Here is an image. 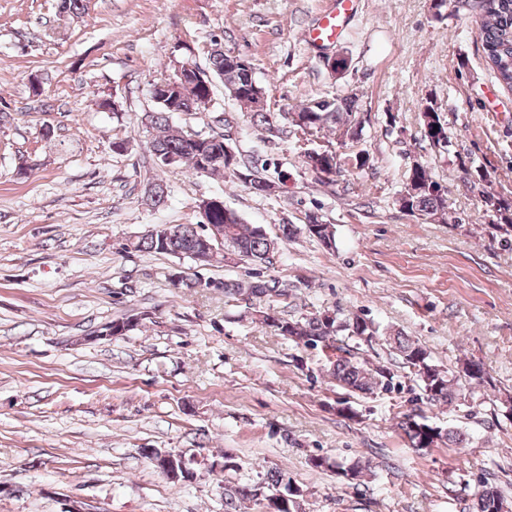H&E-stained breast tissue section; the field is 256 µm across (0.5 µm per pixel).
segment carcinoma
I'll return each mask as SVG.
<instances>
[{
	"label": "carcinoma",
	"instance_id": "carcinoma-1",
	"mask_svg": "<svg viewBox=\"0 0 512 512\" xmlns=\"http://www.w3.org/2000/svg\"><path fill=\"white\" fill-rule=\"evenodd\" d=\"M456 4L476 12L480 18L479 35L487 66L493 71L499 85L512 91V0H456ZM208 69L200 68L196 62L188 61L183 70V92H169L168 96L154 98V109L144 113L142 124L156 131L149 142L148 151L155 165L167 158L174 159V165H186L198 173L203 165L210 166V175L222 177L229 172L242 174V182L250 188L267 193L272 181L265 175L266 165L245 158L239 151L227 155L225 145L228 138L223 133L199 135L193 139L170 126L173 112H197L200 101H212L214 80L223 84H238L247 90V94L236 101L250 111L251 123L265 130L268 137L280 134L278 114L269 112L260 100L262 87H253L255 78L240 68H231L227 63L229 55L224 51L210 50L207 54ZM357 111L356 100L350 97L321 98L310 104L300 106L299 114L306 118V126L318 133L326 128L335 132L337 139L344 143L359 139L362 134V122L352 119ZM424 136L431 146L447 150L450 141L446 135L445 123L434 105H428L422 112ZM331 156L319 151L305 154V163L310 171L317 173L330 166ZM146 200L157 206L164 202L167 186L158 179L145 189ZM482 203L486 213L495 224H505L512 228V201L501 197L488 189L481 191ZM396 203L401 210L420 219L443 216L448 212L447 190L433 179L428 167L415 163L410 169L404 190ZM209 223L220 225L224 229V242L219 243L208 237L203 224H158L154 231L140 237L132 243L134 249L154 253L169 254L179 259L195 260L203 255L210 261L219 247L225 245L231 252L224 259L237 263L250 262L257 266L247 281L226 280L224 282L202 281L188 284L190 288H222L224 297L243 302L254 310L256 320L274 329L277 335L291 340L296 346L318 350L324 357V369L336 385L348 395H372L378 391H392L396 388V374L386 365H368L359 356V347L348 343L350 339H365L371 344L379 340V326L361 315L348 318L334 317L327 321L322 313L296 319L276 316L257 306L265 298L289 296L290 283L277 278H265L261 267L273 264L276 242L271 239L261 225L247 224L237 213L226 216L224 209H216L209 217ZM305 231L327 247L335 245L334 226L324 221L318 214L308 215ZM143 320L138 316L134 322L127 317L112 321V335L123 336L137 329ZM386 341L393 345L402 360L403 367L409 370L423 392L424 399L432 406H449L455 402L460 388L459 379L454 372L433 363L430 354L418 341L397 331L389 334ZM461 366L466 368V380L471 385L483 386L489 383L488 375L481 362L464 360ZM407 439L409 446L417 451H428L441 446H459L463 436L451 429L430 422L423 410L414 407L402 414L397 423ZM317 468L336 469V474L355 485L363 483L366 466L360 462L345 465L329 458L312 459ZM476 512H506V500L499 488L484 478L478 479ZM275 492L284 494L280 499L283 507L277 512H301L302 490L288 474L275 471L258 478L250 485H235L224 482V512H239V504L248 500L256 509H262L263 502Z\"/></svg>",
	"mask_w": 512,
	"mask_h": 512
}]
</instances>
